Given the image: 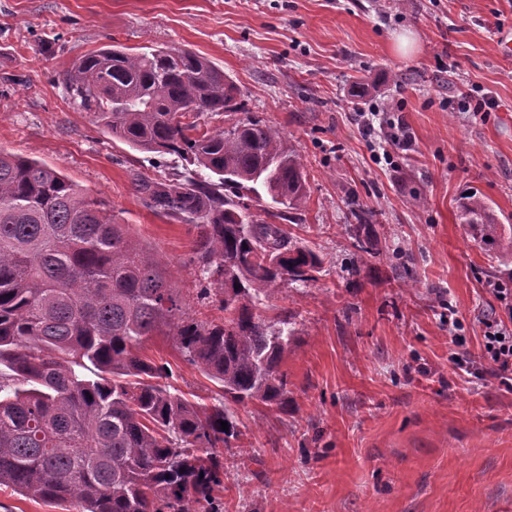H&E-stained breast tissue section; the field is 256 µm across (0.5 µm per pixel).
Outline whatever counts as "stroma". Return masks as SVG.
Here are the masks:
<instances>
[{
  "label": "stroma",
  "mask_w": 512,
  "mask_h": 512,
  "mask_svg": "<svg viewBox=\"0 0 512 512\" xmlns=\"http://www.w3.org/2000/svg\"><path fill=\"white\" fill-rule=\"evenodd\" d=\"M413 34L410 53L395 37ZM512 0H0V150L61 170L163 259L199 320L195 233L155 214L132 176L183 171L141 153L74 107L64 83L80 56L118 42L193 51L237 85L240 112L303 157L309 199L287 228L322 260L313 281L282 282L263 310L295 318L283 357L288 410L234 406L244 437L224 463V512H512V388L482 355L485 318L512 263L492 258L456 218L468 188L512 224ZM484 89L488 112H459ZM378 107L400 121L365 131ZM374 217L360 225L347 202ZM371 238V252L358 251ZM362 267L352 277V264ZM456 333H449V319ZM142 353L171 385L211 403L217 384L167 336Z\"/></svg>",
  "instance_id": "1"
}]
</instances>
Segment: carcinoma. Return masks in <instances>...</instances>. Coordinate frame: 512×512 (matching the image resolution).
<instances>
[{
	"instance_id": "carcinoma-1",
	"label": "carcinoma",
	"mask_w": 512,
	"mask_h": 512,
	"mask_svg": "<svg viewBox=\"0 0 512 512\" xmlns=\"http://www.w3.org/2000/svg\"><path fill=\"white\" fill-rule=\"evenodd\" d=\"M65 86L112 137L197 167L184 180L136 173L132 183L147 208L195 231L196 298L219 304L224 320L190 317L163 260L100 201L0 151V486L83 512H189L191 502L219 512L215 449L243 436L231 405L288 409L280 366L293 322L271 323L260 308L280 282L312 281L322 263L282 225L251 219L243 198L265 193L277 205L269 217L293 220L308 198L301 154L254 117L200 130L201 115L240 106L224 71L190 51L104 45L73 64ZM348 207L370 223L359 199ZM459 218L485 250L512 255V226L480 193L462 195ZM157 335L220 384L215 402L169 389L171 370L140 354Z\"/></svg>"
}]
</instances>
